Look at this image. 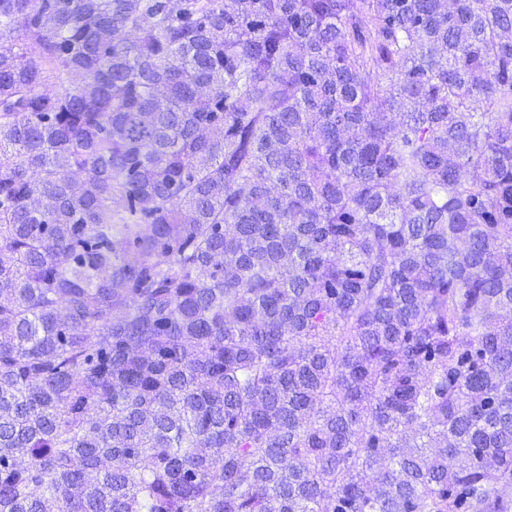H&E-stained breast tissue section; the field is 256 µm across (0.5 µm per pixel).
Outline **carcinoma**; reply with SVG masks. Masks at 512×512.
Listing matches in <instances>:
<instances>
[{"label":"carcinoma","instance_id":"carcinoma-1","mask_svg":"<svg viewBox=\"0 0 512 512\" xmlns=\"http://www.w3.org/2000/svg\"><path fill=\"white\" fill-rule=\"evenodd\" d=\"M0 512H512V0H0Z\"/></svg>","mask_w":512,"mask_h":512}]
</instances>
